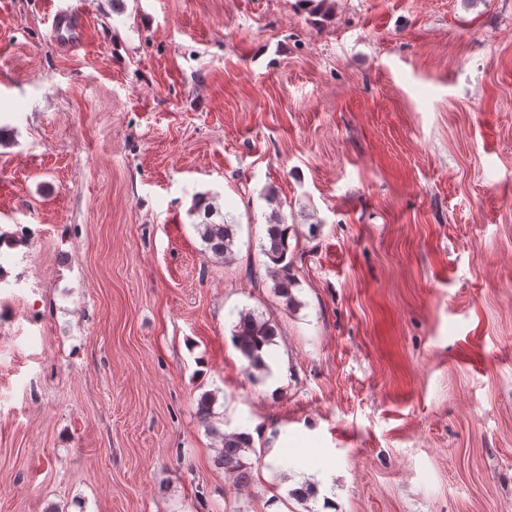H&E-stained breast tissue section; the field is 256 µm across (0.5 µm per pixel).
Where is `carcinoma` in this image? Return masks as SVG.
Wrapping results in <instances>:
<instances>
[{
    "mask_svg": "<svg viewBox=\"0 0 512 512\" xmlns=\"http://www.w3.org/2000/svg\"><path fill=\"white\" fill-rule=\"evenodd\" d=\"M195 211L202 217L196 224V230L205 250L216 258L230 260L235 254L239 224L224 214L212 197L200 198L195 204ZM295 237L296 226L287 223L279 209H272L264 236L259 239V250L269 265L271 292L290 311L302 307L295 294L299 281L293 267L303 259V254L292 248L291 240ZM277 333V325L263 312L254 308H243L238 312L232 329L233 344L246 361V372L254 382L267 371L262 349L274 344ZM215 404V394L206 392L200 396L196 407L199 422L215 440L214 462L233 478L235 485L246 486L252 481L256 466L254 443L244 432L223 430L224 421L215 412Z\"/></svg>",
    "mask_w": 512,
    "mask_h": 512,
    "instance_id": "1",
    "label": "carcinoma"
}]
</instances>
